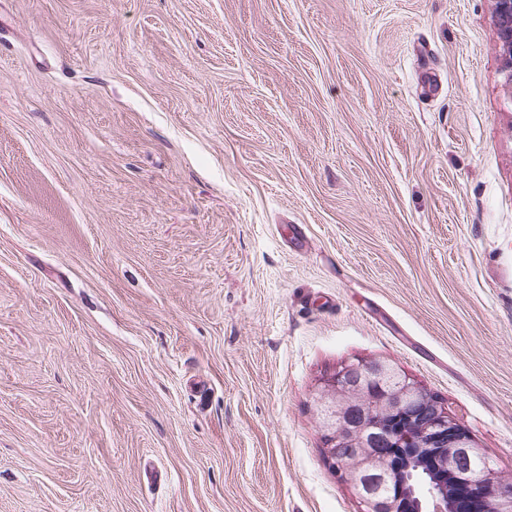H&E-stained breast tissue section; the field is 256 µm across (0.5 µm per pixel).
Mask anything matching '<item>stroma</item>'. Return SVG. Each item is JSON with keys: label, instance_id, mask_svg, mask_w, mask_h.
I'll return each instance as SVG.
<instances>
[{"label": "stroma", "instance_id": "stroma-1", "mask_svg": "<svg viewBox=\"0 0 512 512\" xmlns=\"http://www.w3.org/2000/svg\"><path fill=\"white\" fill-rule=\"evenodd\" d=\"M493 0H0V512H360L388 359L512 476Z\"/></svg>", "mask_w": 512, "mask_h": 512}]
</instances>
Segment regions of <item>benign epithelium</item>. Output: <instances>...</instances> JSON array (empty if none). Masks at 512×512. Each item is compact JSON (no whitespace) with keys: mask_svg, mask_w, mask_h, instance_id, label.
I'll return each mask as SVG.
<instances>
[{"mask_svg":"<svg viewBox=\"0 0 512 512\" xmlns=\"http://www.w3.org/2000/svg\"><path fill=\"white\" fill-rule=\"evenodd\" d=\"M495 20L505 55L506 89L512 96V0H494ZM389 378L394 385L382 391L375 382ZM318 402L328 431L325 453L331 462L344 443L357 453L341 470L360 500L362 512H512V479L493 467L472 469L470 460L484 454L470 432L437 397L403 374L389 360H355L341 365L321 382ZM407 412L419 425L420 439L411 453L443 460L451 473L442 472L426 485L413 504L401 503L403 494L378 498L362 488L365 474L387 466L382 449L366 432L382 428L385 418Z\"/></svg>","mask_w":512,"mask_h":512,"instance_id":"benign-epithelium-1","label":"benign epithelium"}]
</instances>
